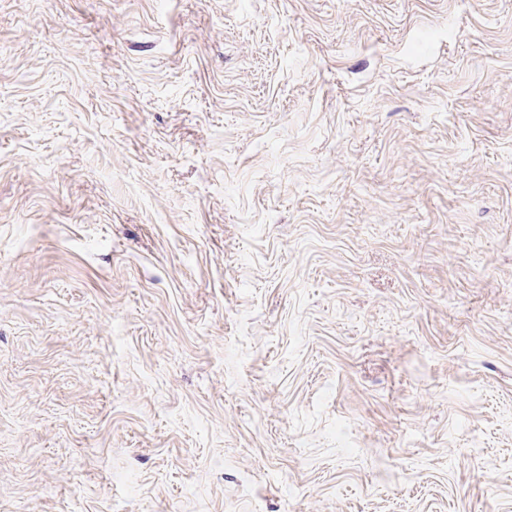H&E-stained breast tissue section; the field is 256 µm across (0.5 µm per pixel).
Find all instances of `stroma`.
Masks as SVG:
<instances>
[{
	"label": "stroma",
	"mask_w": 512,
	"mask_h": 512,
	"mask_svg": "<svg viewBox=\"0 0 512 512\" xmlns=\"http://www.w3.org/2000/svg\"><path fill=\"white\" fill-rule=\"evenodd\" d=\"M0 512H512V0H0Z\"/></svg>",
	"instance_id": "obj_1"
}]
</instances>
